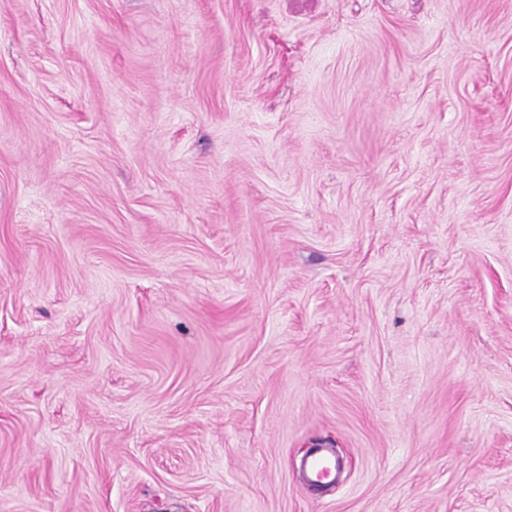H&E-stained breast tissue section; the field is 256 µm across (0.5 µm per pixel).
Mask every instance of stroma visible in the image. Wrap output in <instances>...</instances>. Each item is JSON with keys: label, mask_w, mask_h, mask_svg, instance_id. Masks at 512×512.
<instances>
[{"label": "stroma", "mask_w": 512, "mask_h": 512, "mask_svg": "<svg viewBox=\"0 0 512 512\" xmlns=\"http://www.w3.org/2000/svg\"><path fill=\"white\" fill-rule=\"evenodd\" d=\"M0 512H512V0H0ZM302 466L310 477L321 480L325 475L330 474L333 469H336L337 462L328 450L319 449L307 456L303 460Z\"/></svg>", "instance_id": "stroma-1"}]
</instances>
